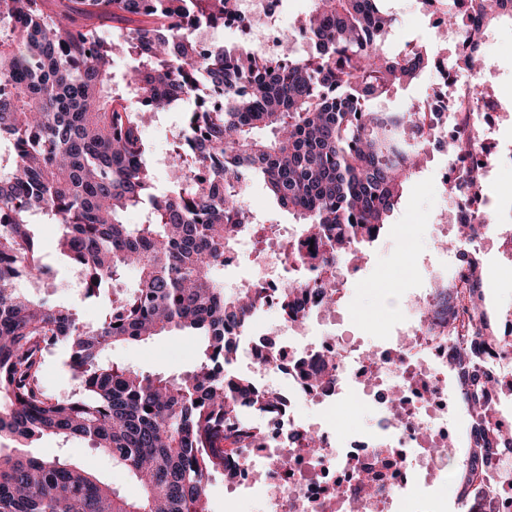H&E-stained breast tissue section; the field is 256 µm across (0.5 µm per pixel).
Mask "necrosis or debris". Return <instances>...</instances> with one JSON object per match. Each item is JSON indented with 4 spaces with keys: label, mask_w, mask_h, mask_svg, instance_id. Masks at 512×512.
<instances>
[{
    "label": "necrosis or debris",
    "mask_w": 512,
    "mask_h": 512,
    "mask_svg": "<svg viewBox=\"0 0 512 512\" xmlns=\"http://www.w3.org/2000/svg\"><path fill=\"white\" fill-rule=\"evenodd\" d=\"M276 0H236L230 27L244 46L277 57L281 54ZM268 19L266 28L248 25L252 14ZM447 93L430 99L424 135L433 141L463 138L468 149L462 160L453 162L458 199L456 211L473 226L461 247L438 257L429 266L430 280L446 281L461 295L460 317L446 335L428 336L418 329L416 315L428 294L398 300L403 314L386 324L379 336L367 342L337 335L342 316L319 305L314 294L303 298L305 323L295 327L288 315L279 312L280 278L286 257L281 247V230L270 231L268 242L255 264L256 287L263 298L253 315L258 324L270 319L279 323V338L272 359L253 366L254 378L262 389L286 397V408L265 420L261 445L236 449V479L227 495L254 499L263 512H295L296 503L307 512H409L422 504L429 489H451L458 483L448 463L452 445L450 415L456 395L448 389L450 345H467L468 329L478 318L468 310L475 292L474 281L461 277L468 262L484 264L488 239H495L503 256L498 272L512 276V225L497 229L496 219L512 209V188L498 195H475L468 173L483 184L496 181L512 169V139L488 116L512 102L504 96H480L491 71L481 75L449 67L446 59H435ZM333 355L327 389L315 388L304 378L300 363ZM481 360L493 383L490 397L499 407L492 418L495 429H512V407H502L512 397V317L502 325L498 342L488 344ZM315 407L314 417L304 414ZM314 436L320 441L318 456L304 447L288 445L291 435ZM345 495L334 496L336 486ZM466 500L476 512H512V453L499 454L486 465L467 488Z\"/></svg>",
    "instance_id": "4bbe7bcc"
}]
</instances>
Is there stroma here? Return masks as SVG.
<instances>
[{
	"label": "stroma",
	"instance_id": "1",
	"mask_svg": "<svg viewBox=\"0 0 512 512\" xmlns=\"http://www.w3.org/2000/svg\"><path fill=\"white\" fill-rule=\"evenodd\" d=\"M390 4L398 17L386 39L391 49H398L411 41L426 45L433 55H452V44L435 36V23L440 16L438 10L424 8L420 0H390ZM180 124L181 112L177 109L150 113L145 117L143 136L150 145V161L156 182L161 187L166 184V159L171 154L173 136ZM447 162L445 152L430 151L424 169L406 188L385 242L371 249L365 272L349 280L344 302L348 315L347 333L366 340L375 335L380 326L379 304L383 290L402 295L418 293L427 287L428 275L424 265L403 253L398 237L403 233L409 234L419 253L437 250L438 243L430 236L428 226L452 203L441 176ZM53 265L57 275L48 290L51 299L74 307L83 321H97L105 309L104 299L84 298L81 289L74 287L75 274L63 258H55ZM109 356L112 361L143 372L177 376L196 366L198 347L195 337L186 334L160 335L145 343L113 346ZM32 452L43 458L66 457L123 494L133 497L138 493L137 485L122 469L113 465L111 458L90 450L84 442L72 440L65 443L59 438L46 436L34 443Z\"/></svg>",
	"mask_w": 512,
	"mask_h": 512
}]
</instances>
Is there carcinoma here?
Here are the masks:
<instances>
[{
	"mask_svg": "<svg viewBox=\"0 0 512 512\" xmlns=\"http://www.w3.org/2000/svg\"><path fill=\"white\" fill-rule=\"evenodd\" d=\"M512 0H479L498 23ZM61 10L44 0H0V512H209L205 487L215 473L231 481L230 448L262 440L244 423L281 401L230 368L241 333L261 300L258 290L227 295L215 272L254 218L243 198L257 179L311 234L301 269L337 259L359 262L357 241L386 228L404 189L428 155L420 139L427 114L411 105L374 110V100L417 80L433 65L424 45L385 44L394 26L386 0H311L303 28L279 32L288 63L238 44L201 46L200 29L224 23L233 0H74ZM461 0L442 20L473 42ZM110 16L112 38L80 23ZM127 26L119 27L117 23ZM131 68L114 81L112 56ZM481 51L452 65L479 74ZM195 99L182 112L167 187L155 186L142 137L148 112ZM142 213L129 224L126 214ZM57 224L55 252L81 278L84 297L107 293L95 324L46 296L56 271L37 237ZM137 273L133 290L122 287ZM310 281L293 274L279 291L295 318ZM453 318L452 297L437 288L420 314ZM187 332L199 342L197 366L178 377L106 359L115 344ZM76 390L50 394L40 375L58 348ZM461 403L480 428L461 480L512 448L492 429L488 374L471 352ZM44 436L80 440L112 458L139 487L130 498L80 466L22 451Z\"/></svg>",
	"mask_w": 512,
	"mask_h": 512,
	"instance_id": "carcinoma-1",
	"label": "carcinoma"
}]
</instances>
